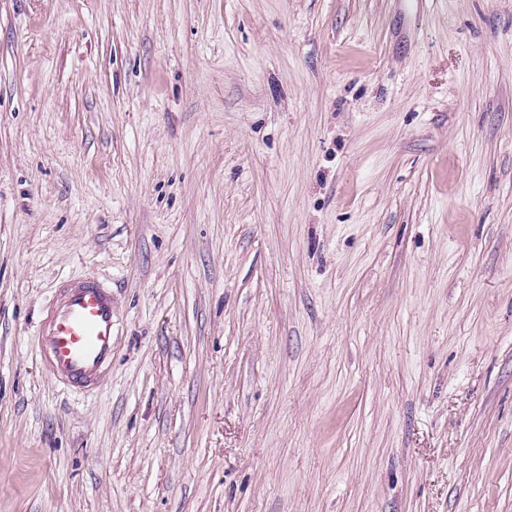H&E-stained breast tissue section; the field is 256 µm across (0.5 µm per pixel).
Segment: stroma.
<instances>
[{
    "instance_id": "stroma-1",
    "label": "stroma",
    "mask_w": 512,
    "mask_h": 512,
    "mask_svg": "<svg viewBox=\"0 0 512 512\" xmlns=\"http://www.w3.org/2000/svg\"><path fill=\"white\" fill-rule=\"evenodd\" d=\"M0 512H512V0H0ZM112 292L96 279H68L50 304L37 345L46 372L70 390L98 387L112 366Z\"/></svg>"
}]
</instances>
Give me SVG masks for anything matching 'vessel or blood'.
Segmentation results:
<instances>
[{
	"mask_svg": "<svg viewBox=\"0 0 512 512\" xmlns=\"http://www.w3.org/2000/svg\"><path fill=\"white\" fill-rule=\"evenodd\" d=\"M112 292L96 279H68L50 304L37 345L45 369L70 390L98 387L112 365Z\"/></svg>",
	"mask_w": 512,
	"mask_h": 512,
	"instance_id": "obj_1",
	"label": "vessel or blood"
}]
</instances>
